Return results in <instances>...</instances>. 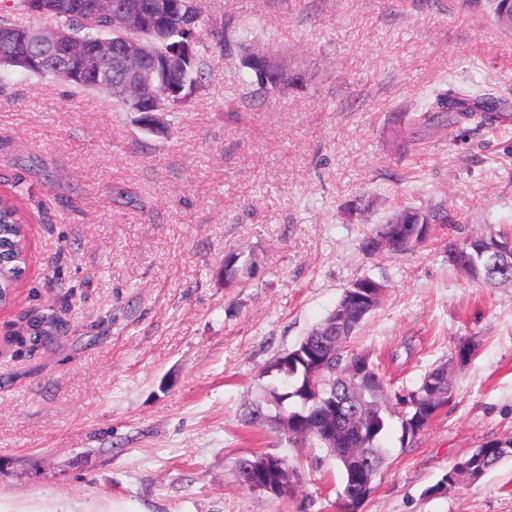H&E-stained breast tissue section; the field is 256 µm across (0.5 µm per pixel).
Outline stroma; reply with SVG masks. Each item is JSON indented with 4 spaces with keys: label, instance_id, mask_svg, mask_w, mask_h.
<instances>
[{
    "label": "stroma",
    "instance_id": "obj_1",
    "mask_svg": "<svg viewBox=\"0 0 512 512\" xmlns=\"http://www.w3.org/2000/svg\"><path fill=\"white\" fill-rule=\"evenodd\" d=\"M197 33L254 45L294 85L261 95L239 52L149 131L112 97L0 68V195L26 214L25 273L0 308V512H339L324 449L245 425L261 373L369 276L382 305L349 341L411 388L463 342L453 399L390 455L360 512H512V460L425 490L483 441L512 436V285L484 288L448 244L512 225V117L420 128L436 90L512 114V28L468 0H201ZM139 204L114 200L115 188ZM446 207L400 254H364L401 207ZM238 255L239 276L224 279ZM414 352L401 355L403 341ZM302 481L242 487L239 456Z\"/></svg>",
    "mask_w": 512,
    "mask_h": 512
}]
</instances>
